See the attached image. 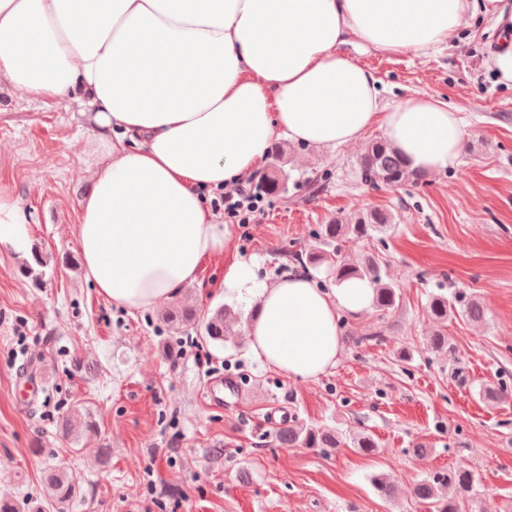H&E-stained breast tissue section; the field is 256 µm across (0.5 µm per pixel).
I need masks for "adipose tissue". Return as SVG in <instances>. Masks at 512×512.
Segmentation results:
<instances>
[{"label":"adipose tissue","instance_id":"obj_1","mask_svg":"<svg viewBox=\"0 0 512 512\" xmlns=\"http://www.w3.org/2000/svg\"><path fill=\"white\" fill-rule=\"evenodd\" d=\"M478 11L512 24L503 0H0V79L93 108L102 159L77 226L86 279L145 311L229 251L233 227L203 197L264 168L275 136L331 151L377 129L412 168H455L459 110L431 95L385 102L376 71L345 48L421 57ZM27 224L0 188V244L23 246ZM224 285L255 308L254 358L304 381L335 368L341 316L373 298L368 281L322 288L302 272L259 286L239 259Z\"/></svg>","mask_w":512,"mask_h":512}]
</instances>
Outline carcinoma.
I'll use <instances>...</instances> for the list:
<instances>
[{
  "mask_svg": "<svg viewBox=\"0 0 512 512\" xmlns=\"http://www.w3.org/2000/svg\"><path fill=\"white\" fill-rule=\"evenodd\" d=\"M273 156L276 164L272 172L261 177L260 187L269 195L286 192L290 173L280 150ZM357 174L360 182L373 189L396 188L407 184H417L422 174L410 169L402 155L386 140H373L368 143L358 162ZM392 214L379 209H369L359 214L353 224L333 222L324 224L316 234V244L312 251L303 253L291 251L288 258L302 268H316L324 263L333 268L336 283L358 278L368 280L374 289L373 306L382 312H389L399 307L400 289L390 280L387 272L372 257L362 264H354L342 257V246L351 240L368 239L375 233H384L391 227ZM430 314L441 325L448 322V317L456 314L470 320L485 319L486 312L481 302L458 291L455 301L451 302L442 294H434L428 303ZM198 313L191 307H179L169 311L164 321L179 327L193 324ZM228 318L227 309L221 308L201 320L204 335L216 343L224 342V323ZM512 373H504V382L494 387L480 389L487 398L502 400L512 396V385L508 381ZM278 440L289 447L300 448H339L343 444L342 434L327 427L311 425L299 427L293 422L283 424L278 429ZM44 483L53 494V498L64 503L76 494L77 478L63 466L49 469L44 476ZM477 479L474 472L465 466L450 467L418 483L414 495L432 505L433 512H461V501L476 492ZM453 489V495L443 490Z\"/></svg>",
  "mask_w": 512,
  "mask_h": 512,
  "instance_id": "carcinoma-1",
  "label": "carcinoma"
}]
</instances>
